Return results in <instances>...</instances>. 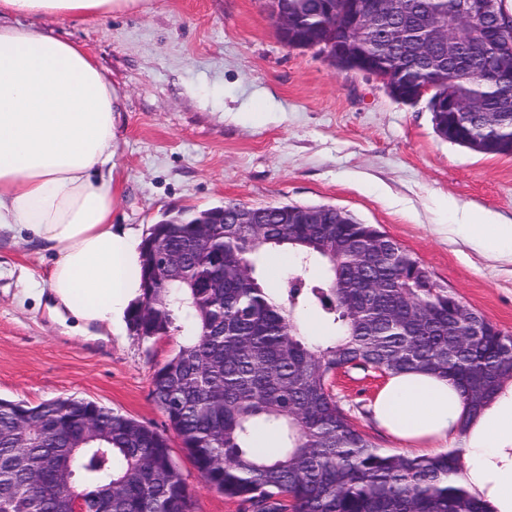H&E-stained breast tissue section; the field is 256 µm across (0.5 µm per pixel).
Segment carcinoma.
Instances as JSON below:
<instances>
[{
	"label": "carcinoma",
	"instance_id": "1",
	"mask_svg": "<svg viewBox=\"0 0 512 512\" xmlns=\"http://www.w3.org/2000/svg\"><path fill=\"white\" fill-rule=\"evenodd\" d=\"M343 0H285L292 31H312L314 46L339 70L336 40L344 36ZM453 13L458 0H405L391 24L409 33L435 8ZM391 61L408 68L415 81L434 77L415 55L414 42L375 36ZM443 56L448 71L441 93L483 102L502 113L490 133L484 114L471 113L458 125L451 112H433L436 134L450 144L483 153L512 155V103L483 81L484 59L470 53L456 61ZM309 205L247 207L229 200L193 214L169 213L151 225L141 244L142 274L152 250L179 257L176 273L162 277L128 312L127 324L141 339L185 337L152 375V395L206 483L238 499L251 512H497L484 494L463 479V449L428 457L388 453L350 421L332 392L340 370H377L387 375L424 370L448 378L477 403H469L461 432L512 378V334L489 321L481 335L448 318L459 301L443 288H418L419 271L402 258L394 239L389 259L376 276L390 288H355L362 270L355 247L379 228L346 212L318 205L320 223L291 224L288 211ZM261 213L262 224H209L201 241L203 216ZM288 250L300 271L272 292L258 274L262 256ZM320 263L322 278L306 275ZM323 311L335 331L327 343L307 338L302 312ZM108 438L74 448L72 437L86 419ZM22 423L60 424V436H14ZM278 432L281 448L260 455L253 448L259 428ZM53 456L69 461L85 486L91 512H193L192 495L168 439L155 429L110 408L77 397H57L36 406L0 399V512H58V502L31 481L34 472L50 486L43 468Z\"/></svg>",
	"mask_w": 512,
	"mask_h": 512
}]
</instances>
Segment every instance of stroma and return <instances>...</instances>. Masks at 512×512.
Here are the masks:
<instances>
[{"label": "stroma", "mask_w": 512, "mask_h": 512, "mask_svg": "<svg viewBox=\"0 0 512 512\" xmlns=\"http://www.w3.org/2000/svg\"><path fill=\"white\" fill-rule=\"evenodd\" d=\"M118 95L112 222L146 232L163 213L234 200L330 205L380 227L432 279L512 334V255L449 233L473 213L512 224V156L448 143L425 103L395 101L374 76L340 72L318 49L284 45L263 0H138L110 16L53 20ZM52 256L0 240V398L75 396L167 437L194 512H243L208 487L152 396L179 336L146 341L73 331L46 291ZM382 376H339L336 398L375 446L399 450L370 417Z\"/></svg>", "instance_id": "stroma-1"}]
</instances>
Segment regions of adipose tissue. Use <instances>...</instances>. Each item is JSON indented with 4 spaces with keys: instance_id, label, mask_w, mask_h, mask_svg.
<instances>
[{
    "instance_id": "ef3b65f1",
    "label": "adipose tissue",
    "mask_w": 512,
    "mask_h": 512,
    "mask_svg": "<svg viewBox=\"0 0 512 512\" xmlns=\"http://www.w3.org/2000/svg\"><path fill=\"white\" fill-rule=\"evenodd\" d=\"M115 2L0 0V237L52 253L57 312L99 336L121 332L142 288V236L112 224L117 96L79 43L42 24L105 17ZM372 413L416 453L464 442L477 486L484 460L512 447V383L470 418L464 436L462 391L431 373L390 376Z\"/></svg>"
}]
</instances>
